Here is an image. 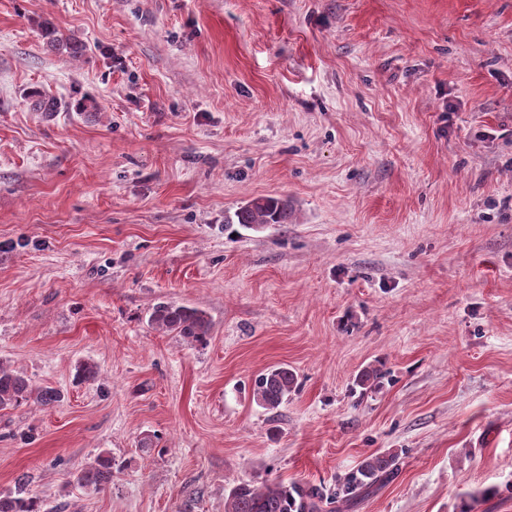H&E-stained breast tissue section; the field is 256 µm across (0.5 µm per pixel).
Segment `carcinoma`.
<instances>
[{
  "label": "carcinoma",
  "instance_id": "1",
  "mask_svg": "<svg viewBox=\"0 0 512 512\" xmlns=\"http://www.w3.org/2000/svg\"><path fill=\"white\" fill-rule=\"evenodd\" d=\"M48 44L71 56L83 54V44L74 38H62L55 31L45 32ZM33 109L38 112H57L58 99L45 91L29 94ZM235 216L237 223L251 228L255 225L288 224L293 211L288 201L262 196L240 207ZM151 326L165 334L173 335L190 345L207 343L211 323L206 313L196 307L172 302H161L152 308ZM295 374L286 367L267 370L254 382L253 398L257 404L274 410L293 390ZM61 399V393L51 387H35L21 372L0 363V410L15 407L23 402L50 406ZM393 455H374L367 458L359 469V478L348 483L346 495L371 488L375 483L393 473ZM79 486L101 489L112 481V463L100 455L92 463L72 474ZM13 492L0 494V512H43L42 504L25 490L26 478H17ZM225 512H323L324 495L317 486L283 483L240 482L234 485L224 503Z\"/></svg>",
  "mask_w": 512,
  "mask_h": 512
}]
</instances>
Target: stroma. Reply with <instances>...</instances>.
I'll list each match as a JSON object with an SVG mask.
<instances>
[{
	"label": "stroma",
	"instance_id": "stroma-1",
	"mask_svg": "<svg viewBox=\"0 0 512 512\" xmlns=\"http://www.w3.org/2000/svg\"><path fill=\"white\" fill-rule=\"evenodd\" d=\"M260 196L293 223L236 224ZM0 362L61 393L0 411V492L45 512H512V0H0ZM149 322L160 333L176 336L190 345L206 344L210 337L211 323L206 313L184 304H156ZM295 384V374L287 367L267 370L255 379L253 398L260 406L274 410L293 390ZM72 480L79 486L102 489L112 481V463L107 457L98 456L92 463L76 470ZM394 455H374L368 457L359 469L360 477L348 483L346 496L371 488L384 477L393 474ZM13 492L0 494V512H43L42 504L25 490L26 478L20 476ZM324 495L317 486L240 482L225 500V512H322Z\"/></svg>",
	"mask_w": 512,
	"mask_h": 512
}]
</instances>
